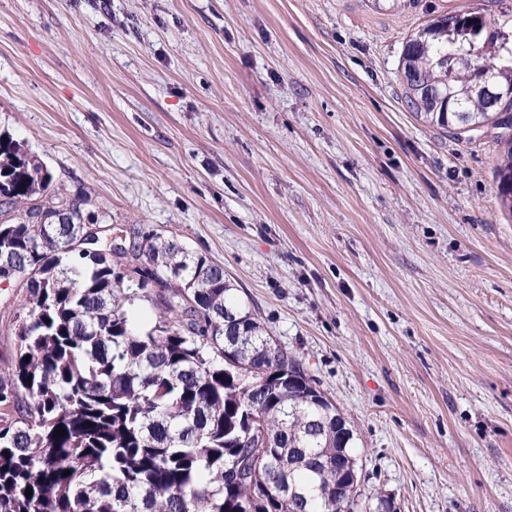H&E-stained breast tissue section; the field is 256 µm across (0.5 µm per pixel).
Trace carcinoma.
Instances as JSON below:
<instances>
[{
  "mask_svg": "<svg viewBox=\"0 0 512 512\" xmlns=\"http://www.w3.org/2000/svg\"><path fill=\"white\" fill-rule=\"evenodd\" d=\"M504 16L428 20L407 42L401 73L407 107L432 125L452 135L496 130L498 205L512 217V97L492 107L469 91L482 68L512 86V10ZM52 182L0 133V282L25 290L17 358L0 378V512H295L292 488L307 512H349L336 485L361 466L325 416L336 404L287 349L270 356L269 333L224 268L140 230L123 250L107 229L82 243L87 225L110 215ZM58 211L71 223L33 220ZM137 299L160 310L148 330L125 309ZM226 310L247 315L253 336L234 364L224 360L236 343ZM252 419L269 444L259 456L245 434ZM234 460L245 477L229 472Z\"/></svg>",
  "mask_w": 512,
  "mask_h": 512,
  "instance_id": "carcinoma-1",
  "label": "carcinoma"
}]
</instances>
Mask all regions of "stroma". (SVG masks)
<instances>
[{"mask_svg":"<svg viewBox=\"0 0 512 512\" xmlns=\"http://www.w3.org/2000/svg\"><path fill=\"white\" fill-rule=\"evenodd\" d=\"M512 0H0V130L224 275L353 425L362 496L512 512L495 131L408 109L428 19ZM23 291L0 283V373Z\"/></svg>","mask_w":512,"mask_h":512,"instance_id":"35a3bbf8","label":"stroma"}]
</instances>
